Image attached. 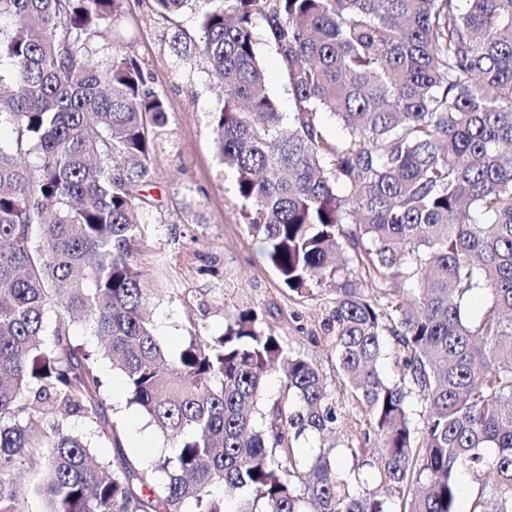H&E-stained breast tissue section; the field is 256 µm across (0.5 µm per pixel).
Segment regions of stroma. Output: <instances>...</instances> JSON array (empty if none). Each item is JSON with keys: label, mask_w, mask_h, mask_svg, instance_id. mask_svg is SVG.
Wrapping results in <instances>:
<instances>
[{"label": "stroma", "mask_w": 512, "mask_h": 512, "mask_svg": "<svg viewBox=\"0 0 512 512\" xmlns=\"http://www.w3.org/2000/svg\"><path fill=\"white\" fill-rule=\"evenodd\" d=\"M165 30L148 0H124V14L107 50L95 57L103 63L113 51H130L144 61L151 85L168 103L152 179L143 189L153 205L141 216L144 246L137 256L155 332L174 352L191 324L220 334L227 312L253 302L277 310L278 331L295 338L301 351L330 369L333 356L319 337L324 304L290 299L258 243L238 223L234 182L217 156L211 125L218 88L202 61L182 59L164 42ZM216 280L223 281V292L208 296V311H200L196 291ZM101 374L106 418L136 463L154 466L168 453L169 442L128 405L124 382L110 363H103Z\"/></svg>", "instance_id": "1"}]
</instances>
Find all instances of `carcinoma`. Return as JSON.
Returning <instances> with one entry per match:
<instances>
[{
  "label": "carcinoma",
  "instance_id": "cac0c4a2",
  "mask_svg": "<svg viewBox=\"0 0 512 512\" xmlns=\"http://www.w3.org/2000/svg\"><path fill=\"white\" fill-rule=\"evenodd\" d=\"M151 2L223 87L211 120L239 223L294 299L326 300L344 392L255 304L168 350L135 264L166 99L131 54L90 63L123 0H0V125L16 133L0 141V512H22L14 475L38 455L46 512H226L227 493L236 512H390L382 492L400 512H512V0ZM57 297L68 317L50 324ZM104 358L172 442L151 470L115 434L94 461L64 426L104 419ZM351 409L364 428L343 473L328 439ZM490 474L461 510L460 480ZM260 58L266 72L267 83L270 92L276 98L280 112H291L292 101L285 87L279 65V60L274 51L264 44L258 46Z\"/></svg>",
  "mask_w": 512,
  "mask_h": 512
}]
</instances>
